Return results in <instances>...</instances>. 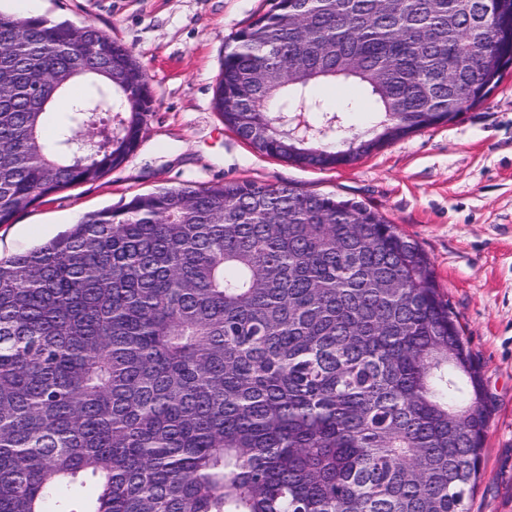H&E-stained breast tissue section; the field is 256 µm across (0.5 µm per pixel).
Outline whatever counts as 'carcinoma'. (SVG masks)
<instances>
[{
	"label": "carcinoma",
	"instance_id": "carcinoma-1",
	"mask_svg": "<svg viewBox=\"0 0 512 512\" xmlns=\"http://www.w3.org/2000/svg\"><path fill=\"white\" fill-rule=\"evenodd\" d=\"M511 68L512 0H273L226 44L214 107L332 168ZM338 78L383 114L372 137L306 96ZM154 104L104 31L0 11V224L120 167ZM490 416L428 257L351 198L162 188L0 259V512H466Z\"/></svg>",
	"mask_w": 512,
	"mask_h": 512
}]
</instances>
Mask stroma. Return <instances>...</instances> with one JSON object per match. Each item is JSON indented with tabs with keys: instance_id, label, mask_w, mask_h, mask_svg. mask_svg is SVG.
<instances>
[{
	"instance_id": "stroma-1",
	"label": "stroma",
	"mask_w": 512,
	"mask_h": 512,
	"mask_svg": "<svg viewBox=\"0 0 512 512\" xmlns=\"http://www.w3.org/2000/svg\"><path fill=\"white\" fill-rule=\"evenodd\" d=\"M272 0H40L52 22L93 24L145 66L154 109L137 149L104 179L57 193L0 226V257L29 250L84 214L161 186L292 181L382 213L431 260L492 408L484 466L468 512H512V70L455 120L392 141L351 165L303 167L262 154L213 106L224 46ZM351 132L379 120L352 81L316 86Z\"/></svg>"
}]
</instances>
